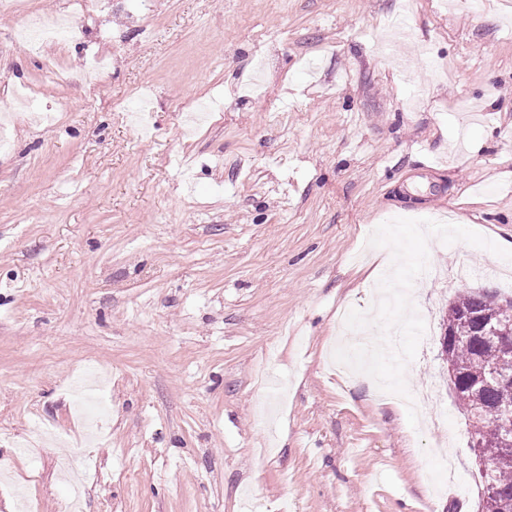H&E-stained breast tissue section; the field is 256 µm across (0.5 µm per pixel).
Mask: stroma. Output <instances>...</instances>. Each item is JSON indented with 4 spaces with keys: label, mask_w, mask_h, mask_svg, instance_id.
<instances>
[{
    "label": "stroma",
    "mask_w": 512,
    "mask_h": 512,
    "mask_svg": "<svg viewBox=\"0 0 512 512\" xmlns=\"http://www.w3.org/2000/svg\"><path fill=\"white\" fill-rule=\"evenodd\" d=\"M0 12V512H479L480 464L441 356L460 292L512 299L502 258L430 236L414 294L444 427L340 378L396 217L512 241V0H153L41 45ZM111 55L94 87L87 57ZM64 103L52 124L17 112ZM206 100L185 130L179 105ZM109 374L105 434L69 437V381ZM63 436L40 439V424ZM461 480L434 491V444Z\"/></svg>",
    "instance_id": "obj_1"
}]
</instances>
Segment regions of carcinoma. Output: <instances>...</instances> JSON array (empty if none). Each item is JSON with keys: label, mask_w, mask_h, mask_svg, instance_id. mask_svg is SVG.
I'll return each mask as SVG.
<instances>
[{"label": "carcinoma", "mask_w": 512, "mask_h": 512, "mask_svg": "<svg viewBox=\"0 0 512 512\" xmlns=\"http://www.w3.org/2000/svg\"><path fill=\"white\" fill-rule=\"evenodd\" d=\"M498 305L499 301L493 297L473 291L459 294L448 305V330L463 340L446 349V362L456 370L454 393L473 421L475 434L478 433L475 424L477 414L484 415L481 422L484 428L489 429L493 411L503 402H512L511 388L486 381L490 369L512 373V360L500 356L495 339L477 335L479 325L467 316V313L477 310L485 322H492ZM481 478L483 485L494 488L493 494L482 496L481 512H512V509H503L504 504H512V459L491 460Z\"/></svg>", "instance_id": "carcinoma-1"}]
</instances>
